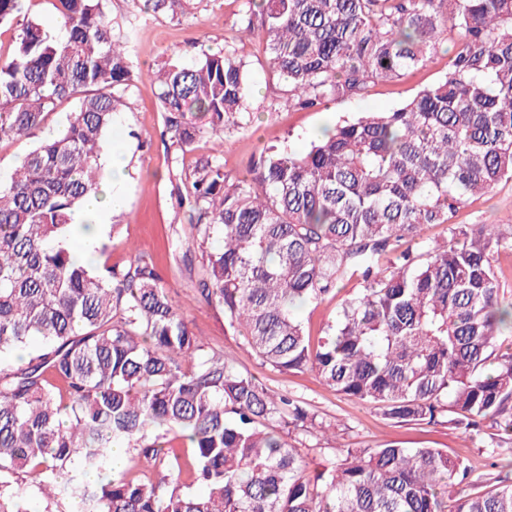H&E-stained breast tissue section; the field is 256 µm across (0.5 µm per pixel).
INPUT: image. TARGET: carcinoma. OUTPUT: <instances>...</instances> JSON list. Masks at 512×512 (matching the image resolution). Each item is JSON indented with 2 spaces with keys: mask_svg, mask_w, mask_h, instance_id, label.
<instances>
[{
  "mask_svg": "<svg viewBox=\"0 0 512 512\" xmlns=\"http://www.w3.org/2000/svg\"><path fill=\"white\" fill-rule=\"evenodd\" d=\"M26 0H0L15 26L0 58V133L23 137L74 102L57 137L26 152L0 185V475L29 478L44 500L0 480V512H512V475L462 494L472 469L443 448H338L311 476L290 428L317 417L272 395L181 319L154 261L137 255L99 273L65 248L133 80L103 0H52L58 31ZM288 105L361 98L426 64L448 27V73L389 112L324 129L302 154L269 148L248 175L219 158L189 174L201 252L198 292L266 364L310 371L394 423L512 436V328L494 255L512 251L495 224L454 222L468 200L512 180V0H248ZM165 124L185 152L247 124L250 86L236 49L153 73ZM446 224L449 243L422 242ZM335 323L312 341L294 310L336 290ZM24 365L9 356L27 347ZM180 432L191 459L165 447ZM131 448L192 483L112 473ZM106 474L92 486L87 477ZM201 491L193 490V485Z\"/></svg>",
  "mask_w": 512,
  "mask_h": 512,
  "instance_id": "carcinoma-1",
  "label": "carcinoma"
}]
</instances>
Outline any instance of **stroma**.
I'll use <instances>...</instances> for the list:
<instances>
[{
  "label": "stroma",
  "instance_id": "1",
  "mask_svg": "<svg viewBox=\"0 0 512 512\" xmlns=\"http://www.w3.org/2000/svg\"><path fill=\"white\" fill-rule=\"evenodd\" d=\"M103 4L111 27L127 38L136 78L124 95L125 105L110 133L111 140L122 143L130 158L126 204L116 219V229L107 231L100 245L96 267L124 265L138 252L151 257L169 286L180 315L205 350L232 354L241 372L271 390L305 401L327 427L323 434L298 429L288 437L305 459L308 472L319 471L334 458L337 445L363 448L394 442L406 448L445 449L471 466L473 479H485L488 469L484 451L500 441L495 428L486 425L473 432L452 424L394 423L370 405L336 395L312 372H282L262 363L228 326L223 308L206 303L196 289L200 265L183 260L186 251L197 248L188 207L182 202L191 186L174 176L178 170L191 173L201 158L211 155L217 141L224 144L220 160L225 172L240 177L247 175L253 159L264 147L304 153L323 128L364 112L395 108L443 78L448 70L447 55H433L423 67L376 84L363 98L297 109L285 102L261 38L236 43L252 88L248 110L253 120L241 128L216 132L183 152L173 144L165 127L157 87L150 74L163 66L188 64L202 53L223 49L232 26L246 8V0H188L184 11L177 14L141 11L131 0H103ZM73 109V104H61L49 116L45 128L34 130L29 136L0 135V182H8L18 157L44 140L46 129L62 128ZM456 221L495 224L502 233H512V181L502 182L469 200ZM361 288L359 280L343 281L324 299L299 306L296 315L311 336H319L322 328L335 321L342 300Z\"/></svg>",
  "mask_w": 512,
  "mask_h": 512
}]
</instances>
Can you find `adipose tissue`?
Here are the masks:
<instances>
[{"label":"adipose tissue","mask_w":512,"mask_h":512,"mask_svg":"<svg viewBox=\"0 0 512 512\" xmlns=\"http://www.w3.org/2000/svg\"><path fill=\"white\" fill-rule=\"evenodd\" d=\"M128 178L129 173L121 152H113L111 176L103 185V199L89 197L76 218L79 235L76 250L82 258L93 259L99 241L106 231L109 216L112 211L124 206V185Z\"/></svg>","instance_id":"ef3b65f1"}]
</instances>
